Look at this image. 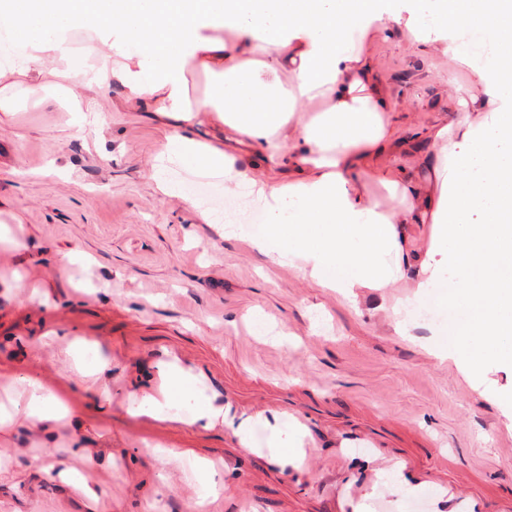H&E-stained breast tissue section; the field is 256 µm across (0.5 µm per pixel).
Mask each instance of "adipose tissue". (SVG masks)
<instances>
[{
	"label": "adipose tissue",
	"instance_id": "ef3b65f1",
	"mask_svg": "<svg viewBox=\"0 0 512 512\" xmlns=\"http://www.w3.org/2000/svg\"><path fill=\"white\" fill-rule=\"evenodd\" d=\"M416 0H0V26L23 49L0 68V112L18 111L25 92L43 101L68 95L75 127L99 106L98 92L118 85L121 106L146 113L164 131L171 160L223 172L225 187H248L267 214L253 249L273 261L300 262L321 288L349 299L390 287L401 273L390 257L402 224H430L434 238L415 282L425 291L447 272L451 311L444 333L448 357L468 378H481L489 354L512 365V0H439L422 14ZM483 28L495 55H450L470 68L481 95L448 92L460 116L432 133L418 163L424 188L387 181L398 209L385 210L363 185L391 134L372 60L353 48V34H409L425 46L448 45L468 25ZM85 33V58L71 46ZM211 79L191 101L188 76ZM312 106L297 116L298 106ZM486 115L474 123L473 113ZM201 126L213 128L200 137ZM263 149L265 176L241 156ZM484 220L473 223L474 211ZM69 409L38 379L27 382L11 425L53 439ZM91 459L72 439L56 476L66 495L99 503L82 479Z\"/></svg>",
	"mask_w": 512,
	"mask_h": 512
}]
</instances>
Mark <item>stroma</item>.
<instances>
[{
    "label": "stroma",
    "instance_id": "stroma-1",
    "mask_svg": "<svg viewBox=\"0 0 512 512\" xmlns=\"http://www.w3.org/2000/svg\"><path fill=\"white\" fill-rule=\"evenodd\" d=\"M364 45L390 122L412 142L452 121L451 87L475 89L469 78L453 83L447 52L423 51L410 36ZM70 120L53 102L0 113V399L27 376L57 387L86 424L85 476L111 496L112 512L175 503L196 512L207 493L199 458L224 482L219 512L242 502L255 512H358L371 492L417 512L452 484L479 495L482 512H512L506 417L426 345L448 321L442 285L416 297L406 273L351 303L295 265L220 238L183 205L180 192L198 179L217 204L234 201L223 173L175 161L166 178L176 193L160 194L150 170L164 135L143 113L106 107L83 131ZM398 301L431 315L407 319L397 335L388 310ZM56 336L89 339L85 365L111 358L96 379L99 400ZM172 351L206 383L164 401ZM203 411L206 426L194 421ZM72 436L63 425L46 448L39 435L0 430L9 462L0 512H89L57 480L30 476L32 458L58 464ZM287 446L310 449L311 464L275 462ZM392 460L420 492L375 483Z\"/></svg>",
    "mask_w": 512,
    "mask_h": 512
}]
</instances>
